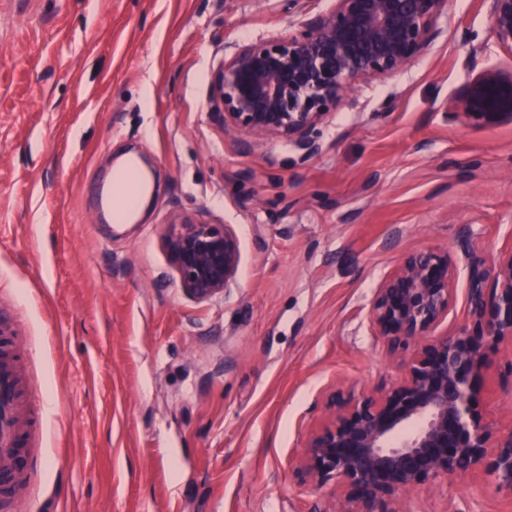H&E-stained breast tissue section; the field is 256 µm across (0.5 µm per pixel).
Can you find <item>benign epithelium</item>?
Returning <instances> with one entry per match:
<instances>
[{
	"label": "benign epithelium",
	"instance_id": "obj_1",
	"mask_svg": "<svg viewBox=\"0 0 512 512\" xmlns=\"http://www.w3.org/2000/svg\"><path fill=\"white\" fill-rule=\"evenodd\" d=\"M496 43L512 52V0H486ZM448 0H335L292 35L260 38L224 57L212 74L210 118L240 136L242 150L279 138L305 158L319 153L318 126L356 83L408 68L434 40ZM452 112L479 129L512 124V70L468 78ZM180 288L205 301L236 284L240 241L229 225L177 214L164 236ZM474 274L467 292L472 326L431 335L448 314L454 270L446 249L415 252L376 289L372 324L394 349L410 348L392 386L329 395L327 421L307 438L294 476L334 486L336 512H402L400 497L437 479L490 477L512 497V429L479 410L488 351L512 344V253Z\"/></svg>",
	"mask_w": 512,
	"mask_h": 512
}]
</instances>
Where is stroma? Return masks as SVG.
Instances as JSON below:
<instances>
[{
	"mask_svg": "<svg viewBox=\"0 0 512 512\" xmlns=\"http://www.w3.org/2000/svg\"><path fill=\"white\" fill-rule=\"evenodd\" d=\"M333 0H0V328L46 409L14 512H333L293 475L335 388H389L405 349L370 319L410 253L448 249L438 336L469 326L474 269L512 253V124L454 118L473 69H512L484 0H449L404 72L355 85L305 159L242 153L209 118L213 70L292 34ZM483 48L473 52L469 35ZM154 166L134 224L88 206L123 154ZM230 224L237 283L207 301L164 247L174 213ZM480 406L512 429V346L489 354ZM404 512H512L484 475L428 483Z\"/></svg>",
	"mask_w": 512,
	"mask_h": 512,
	"instance_id": "35a3bbf8",
	"label": "stroma"
}]
</instances>
